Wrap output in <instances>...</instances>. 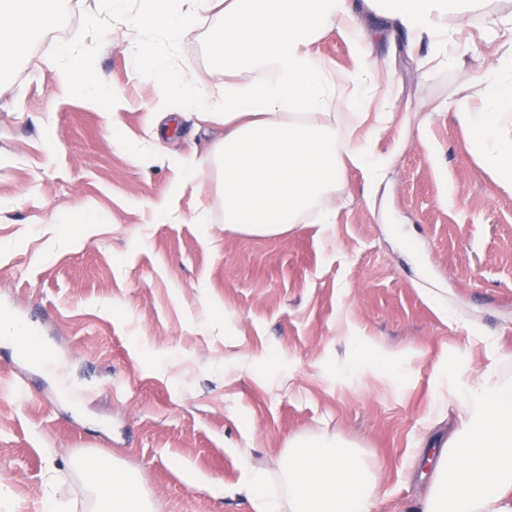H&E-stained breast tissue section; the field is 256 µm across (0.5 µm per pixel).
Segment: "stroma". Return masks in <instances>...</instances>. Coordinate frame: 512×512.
<instances>
[{"label": "stroma", "instance_id": "35a3bbf8", "mask_svg": "<svg viewBox=\"0 0 512 512\" xmlns=\"http://www.w3.org/2000/svg\"><path fill=\"white\" fill-rule=\"evenodd\" d=\"M93 4L69 0L65 39L38 34L0 74V317L36 321L52 356L33 366L0 337V486L12 512H42L50 488L82 500L68 462L83 452L135 469L155 512H252L237 491L245 466L275 468L296 434L373 457L386 491L376 512H402L425 489L412 448L426 424L447 435L473 369L512 379V189L435 110L494 51L480 18L456 25L464 68L426 77L424 48L370 22L400 105L375 144L391 158L384 181L366 195L348 168L335 223L309 214L255 235L225 224L216 177L182 184L223 127L134 74L126 28L86 31ZM217 25L202 15L178 50L204 87L224 79L207 53ZM68 43L122 91L118 112L60 87L46 61ZM164 201L177 216L162 224L152 206ZM343 329L413 355L412 367L376 382L349 370ZM472 336L495 337L503 359Z\"/></svg>", "mask_w": 512, "mask_h": 512}]
</instances>
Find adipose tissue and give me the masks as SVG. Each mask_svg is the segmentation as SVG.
I'll return each mask as SVG.
<instances>
[{
    "label": "adipose tissue",
    "mask_w": 512,
    "mask_h": 512,
    "mask_svg": "<svg viewBox=\"0 0 512 512\" xmlns=\"http://www.w3.org/2000/svg\"><path fill=\"white\" fill-rule=\"evenodd\" d=\"M63 0H0V61L12 60L40 31L55 27ZM126 0H106L89 11L90 29L117 22L136 29L163 10L164 36L178 46L200 13L219 11L211 36L212 59L224 82L197 88L189 61H154L165 90L187 106L212 115L224 136L192 160L184 181L217 175L224 221L254 234L279 233L315 213L320 224L336 220L321 202L336 191L346 165L375 186L389 163L372 142L400 106L386 93L383 69L370 50L367 22L396 25L409 44H427L422 66L459 68L463 52L449 34L452 19L480 15L494 56L480 66L477 88L462 86L446 104L470 135L487 170L512 187V12L488 0H144L129 16ZM339 29L352 63L339 68L320 57L315 43ZM84 49L63 48L54 61L61 84L81 83L104 110L122 106L86 66ZM83 476L84 512H153L136 474L98 455L73 458ZM252 512H374L384 495L373 465L338 438L291 437L276 469L249 468L239 487ZM405 512H512V382L496 371L479 372L458 410V423L439 445L427 494Z\"/></svg>",
    "instance_id": "obj_1"
}]
</instances>
